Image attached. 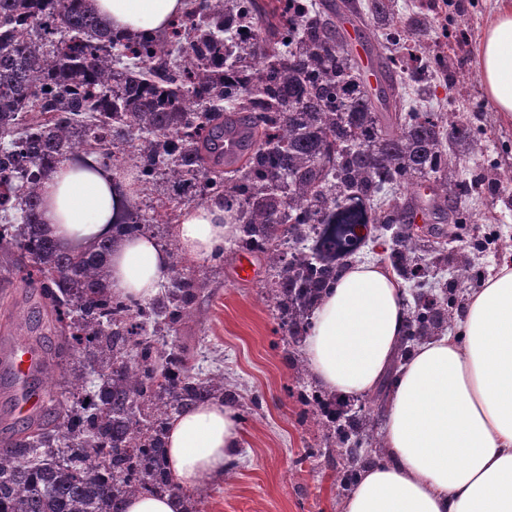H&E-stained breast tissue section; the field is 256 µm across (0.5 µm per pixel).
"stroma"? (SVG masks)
<instances>
[{
    "label": "stroma",
    "mask_w": 512,
    "mask_h": 512,
    "mask_svg": "<svg viewBox=\"0 0 512 512\" xmlns=\"http://www.w3.org/2000/svg\"><path fill=\"white\" fill-rule=\"evenodd\" d=\"M495 0H398L399 12L417 22L436 48L455 50L449 75L429 83V101L461 123L483 129L486 151L480 159H461L455 172L471 179L485 165L512 171V120L496 111L486 95L477 59V41ZM463 41H456L457 32ZM479 222L484 243L476 253V277L459 285L458 305L483 286L502 264H512V185L480 188L465 199ZM238 245L224 250L222 266L209 271L195 306V316L167 344L187 347L193 372L220 371L237 403L251 404L241 419L245 450L241 462L223 481L196 490L200 512H341L344 491L337 476L345 451L322 452V432L299 390L312 378L297 379L293 370L301 343L289 338L278 312L265 296V264L254 260L255 277L240 281L235 272ZM37 299L21 283L0 293V349L27 340L25 321Z\"/></svg>",
    "instance_id": "1"
}]
</instances>
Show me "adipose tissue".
I'll return each mask as SVG.
<instances>
[{
    "mask_svg": "<svg viewBox=\"0 0 512 512\" xmlns=\"http://www.w3.org/2000/svg\"><path fill=\"white\" fill-rule=\"evenodd\" d=\"M114 30L152 34L182 15L185 0H96ZM481 82L497 112L512 119V0H496L478 40ZM128 183L95 161L60 163L42 185V220L62 246L110 236ZM238 227L224 204L184 210L182 251L210 258ZM113 293L146 302L169 278L171 259L153 238L130 235L110 261ZM406 288L386 266L349 262L311 313L303 351L312 377L347 401L393 375L384 414L386 461L365 466L344 512H512V267L473 292L454 333L423 340L395 358L409 320ZM168 469L179 492L143 494L125 512H185L183 490L223 476L244 446L234 406L208 399L177 414L166 433Z\"/></svg>",
    "mask_w": 512,
    "mask_h": 512,
    "instance_id": "ef3b65f1",
    "label": "adipose tissue"
}]
</instances>
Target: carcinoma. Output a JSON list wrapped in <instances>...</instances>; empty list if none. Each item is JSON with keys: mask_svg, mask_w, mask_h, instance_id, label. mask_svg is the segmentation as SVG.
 Returning a JSON list of instances; mask_svg holds the SVG:
<instances>
[{"mask_svg": "<svg viewBox=\"0 0 512 512\" xmlns=\"http://www.w3.org/2000/svg\"><path fill=\"white\" fill-rule=\"evenodd\" d=\"M385 72L399 75L409 48L434 73L445 51L402 24L396 0H372ZM345 35L307 0H189L162 35L129 39L113 30L95 0H0V279L36 291L54 332L43 373L68 395L31 416L0 448V512H124L136 494L179 490L166 470V430L187 406L224 396V375L199 377L184 349L160 339L194 314L200 280L176 275L138 302L112 293L109 260L126 235L161 237L178 214L166 203L142 208L164 182L168 201H224L240 241L266 259L267 296L298 341L310 310L354 252L338 241L358 224L392 231L389 262L428 285L429 264L409 230L419 190L449 233L478 223L460 205L474 189L512 176L488 167L453 176V158L484 152L481 133L452 112L420 111L389 82L372 97L358 79ZM92 157L129 175L134 195L112 236L66 249L44 230L41 185L62 161ZM475 255L453 256L461 283ZM456 294L418 300L405 351L448 329ZM344 448L338 481L356 480L363 446L380 447L372 409L340 421L336 399L300 395Z\"/></svg>", "mask_w": 512, "mask_h": 512, "instance_id": "1", "label": "carcinoma"}]
</instances>
